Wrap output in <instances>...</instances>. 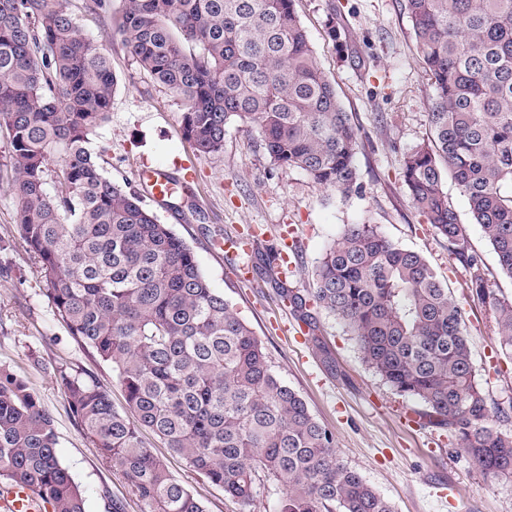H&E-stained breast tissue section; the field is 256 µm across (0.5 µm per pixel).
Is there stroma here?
<instances>
[{"instance_id":"stroma-1","label":"stroma","mask_w":512,"mask_h":512,"mask_svg":"<svg viewBox=\"0 0 512 512\" xmlns=\"http://www.w3.org/2000/svg\"><path fill=\"white\" fill-rule=\"evenodd\" d=\"M332 1L340 10L335 40L325 26ZM72 3L82 33L111 54L117 79L111 117L91 144L105 173L143 195L147 188L139 170L175 177L186 168L194 172L191 195L172 207L151 199L148 207L185 240L211 286L262 341L274 370L333 433L343 463L389 499L395 512H512V476L490 477L474 468L447 428L420 419L419 403L397 394L363 362L334 315L316 311V337L301 334L270 275L285 226L294 228L297 241L287 284L303 291L314 288L318 262L345 225L365 220L377 225L395 243L424 256L448 284L464 311L472 361L488 398L512 401V358L501 350L490 305L471 295L469 267L423 222L401 180L406 154L428 135L433 94L406 0H295L324 72L360 127V187L345 196L300 169L274 165L246 124L227 129L221 153L194 152L181 133V100L156 84L122 41L117 30L122 0H110L109 12L100 16L85 12L82 0ZM443 188L488 288L512 299V279L501 274L466 197L452 177H445ZM18 222L17 195L0 184V240L9 244L0 251V367L23 376L52 416L58 457L84 492L85 512H112L116 501L124 512H143L124 473L86 438L61 381L65 374L97 381L120 408L124 397L117 375L55 317L32 259L14 241ZM253 230L258 237L249 252L225 253V237ZM243 264L251 266V280L239 279ZM146 441L206 512H278L279 487H266L251 504H241L172 456L156 436L147 435Z\"/></svg>"}]
</instances>
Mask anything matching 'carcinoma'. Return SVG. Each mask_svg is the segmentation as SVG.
<instances>
[{"mask_svg": "<svg viewBox=\"0 0 512 512\" xmlns=\"http://www.w3.org/2000/svg\"><path fill=\"white\" fill-rule=\"evenodd\" d=\"M71 0H0V130L17 232L69 335L112 367L128 413L95 381L62 375L72 413L121 469L146 512H205L141 439L150 431L224 494L251 503L265 483L279 512H394L336 456L334 436L273 370L261 340L210 285L190 247L140 194L105 175L89 148L117 80L103 44L79 31ZM434 94L429 136L401 172L420 216L471 269L512 355V300L493 298L448 206L450 173L512 279V0H407ZM128 53L185 103L183 138L224 149L233 122L253 125L273 164L342 194L358 186L360 129L325 75L294 0H123ZM316 330L324 309L364 362L457 437L472 465L512 476V435L489 421L462 308L419 253L374 224H347L301 295L279 285ZM54 420L27 383L0 369V481L36 488L52 512H85L57 455Z\"/></svg>", "mask_w": 512, "mask_h": 512, "instance_id": "1", "label": "carcinoma"}]
</instances>
